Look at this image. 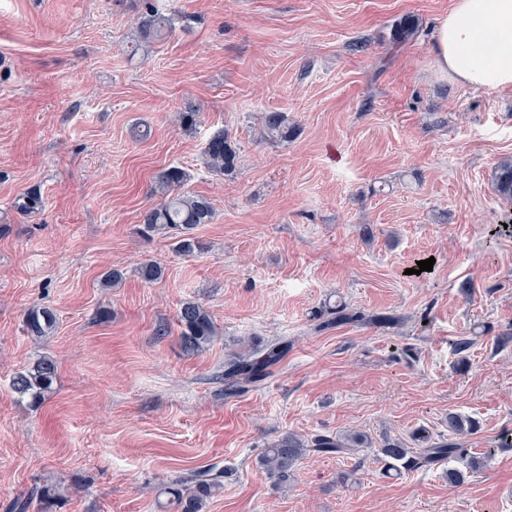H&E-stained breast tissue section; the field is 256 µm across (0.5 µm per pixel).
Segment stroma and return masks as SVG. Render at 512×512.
Listing matches in <instances>:
<instances>
[{
    "label": "stroma",
    "mask_w": 512,
    "mask_h": 512,
    "mask_svg": "<svg viewBox=\"0 0 512 512\" xmlns=\"http://www.w3.org/2000/svg\"><path fill=\"white\" fill-rule=\"evenodd\" d=\"M453 4L155 0L173 29L134 52L143 0H0V512H43L44 487L51 512H161V489L203 471L223 487L202 512H512V447L483 455L512 433V342L496 340L512 323V201L494 181L512 89L436 75ZM408 17L417 31L398 41ZM267 112L293 136H264ZM220 129L240 155L225 176L202 161ZM171 166L214 211L190 255L141 224ZM28 194L39 209H20ZM147 263L159 279L139 276ZM110 269L122 281L104 284ZM187 301L215 323L200 351L181 345ZM339 302L401 322L317 330ZM35 306L57 318L41 340L24 324ZM246 339L290 346L230 392ZM44 356L57 375L35 405L12 379ZM452 413L480 423L466 456L387 471L385 441L446 434ZM289 433L369 445L305 454L281 483L258 458Z\"/></svg>",
    "instance_id": "35a3bbf8"
}]
</instances>
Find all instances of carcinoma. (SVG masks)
<instances>
[{"label": "carcinoma", "mask_w": 512, "mask_h": 512, "mask_svg": "<svg viewBox=\"0 0 512 512\" xmlns=\"http://www.w3.org/2000/svg\"><path fill=\"white\" fill-rule=\"evenodd\" d=\"M172 26V19L160 14L153 4H144L140 25L142 39L160 37L162 33L169 32ZM264 125L267 135L273 139L286 140L292 133V128L288 126V116L284 112L265 113ZM203 157L205 167L209 171L223 175L235 170L239 151L228 133L221 129L208 139ZM187 180V172L179 167L173 166L160 171L156 175V183L164 199L144 211L141 224L149 231L168 228L178 231V249L185 254H192L201 248L199 241L192 236V230L211 221L213 208L205 197L179 192ZM495 182L500 195L512 200V159L503 161L497 167ZM320 315L326 316V319L318 324L321 329L350 323L393 324L399 321L395 316H368L344 305L325 309ZM177 321L181 341L186 349L200 351L213 341L214 323L209 310L203 305L194 301L183 303ZM55 324L54 313L45 308H32L26 315V329L29 335L36 339L48 336L54 330ZM287 352L288 343L277 342L263 351L251 349L236 354L227 363L224 379L232 387L238 386L241 382L260 381L271 373L272 367L277 365ZM55 378V362L43 356L30 369L16 374L13 389L18 395L40 403L45 400V393L49 391ZM477 430L478 421L450 414L448 438L436 440L420 431L413 435L416 447L408 448L400 441H392L385 443L381 448V454L390 469L397 472L415 471L463 456L465 449L460 447L456 436ZM364 443L365 439L362 436L320 435L312 440V448L309 449L301 439L288 434L269 444L262 453L259 463L270 475L286 480L293 473L297 461L309 450L344 457L354 454L357 447ZM222 487V482L213 477L198 479L191 486L181 484L170 488L168 494L172 496V500L169 507L174 509V512H201L203 500L220 491Z\"/></svg>", "instance_id": "cac0c4a2"}]
</instances>
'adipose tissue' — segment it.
<instances>
[{
  "mask_svg": "<svg viewBox=\"0 0 512 512\" xmlns=\"http://www.w3.org/2000/svg\"><path fill=\"white\" fill-rule=\"evenodd\" d=\"M482 46L475 57L472 49ZM436 74L466 87L512 89V0H455L431 45Z\"/></svg>",
  "mask_w": 512,
  "mask_h": 512,
  "instance_id": "1",
  "label": "adipose tissue"
}]
</instances>
